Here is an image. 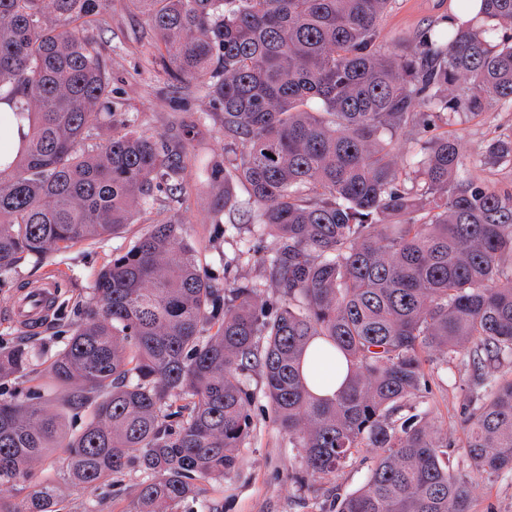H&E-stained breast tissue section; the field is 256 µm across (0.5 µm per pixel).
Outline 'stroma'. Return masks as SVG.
I'll list each match as a JSON object with an SVG mask.
<instances>
[{
  "mask_svg": "<svg viewBox=\"0 0 512 512\" xmlns=\"http://www.w3.org/2000/svg\"><path fill=\"white\" fill-rule=\"evenodd\" d=\"M451 12V0H398L383 22V42L397 49L418 30L441 24ZM104 19L95 37L112 73L116 120L129 121L137 130L159 137L184 140L189 176L183 191L157 203L143 222L129 225L102 243L80 244L54 256L52 266L63 271L65 281L57 310L41 331L16 327L8 317V303L16 283L36 284L47 267L33 259L24 261L13 282L0 286V345L30 344L38 368L50 362L67 341L68 326L89 301L97 271L113 254L125 251L146 222L169 216L182 221L188 240L199 249L204 268L217 284H224L229 274L247 281L257 279L260 273L258 256L242 252L247 233H226L218 221L224 187L207 180L205 167L210 159L223 156L224 129L216 116L198 124L199 113L210 109L208 98L201 92L179 88L158 73L143 52L150 31L141 13L125 7L122 0H114ZM510 129L512 109H502L478 117L461 116L448 131L475 156L488 139ZM426 370L430 392L422 404L433 422L447 432L456 469L471 474L476 484L471 512H512V477L474 474L468 466L461 428L462 407L468 395L467 367L457 360L444 370L432 362ZM246 385L254 394L250 406L253 430L238 450V466L224 480L199 482L197 497L190 504L192 512H330L335 495L353 492L362 485L374 457L368 448L355 453L336 474L310 477L305 484H297L294 475L304 467L301 452L289 447L287 434L268 408L260 373L250 372ZM144 479V473L133 465L94 491L63 486V499L68 512H84L88 506L95 507L96 512H130Z\"/></svg>",
  "mask_w": 512,
  "mask_h": 512,
  "instance_id": "obj_1",
  "label": "stroma"
}]
</instances>
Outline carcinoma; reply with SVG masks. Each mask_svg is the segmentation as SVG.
Instances as JSON below:
<instances>
[{
  "label": "carcinoma",
  "mask_w": 512,
  "mask_h": 512,
  "mask_svg": "<svg viewBox=\"0 0 512 512\" xmlns=\"http://www.w3.org/2000/svg\"><path fill=\"white\" fill-rule=\"evenodd\" d=\"M154 32V63L222 115L226 226L276 237L264 282L220 290L184 225L150 222L97 272L69 339L37 372L31 350L0 349V379L38 390L0 398V490L19 508L64 512L36 481L51 451L63 479L95 488L137 460L148 481L131 512H175L200 480L237 468L256 369L305 474L328 476L376 449L364 484L333 512H469L470 478L448 434L418 410L424 363L467 358L465 453L478 473H512V186L476 171L512 168V130L472 158L439 123L512 107V0H461L491 21L415 34L390 52L394 0H124ZM112 0H0V282L19 263L120 233L183 189L178 142L112 123V75L92 31ZM414 142L395 154L401 138ZM247 188L238 200L236 189ZM275 289L269 299L266 289ZM319 341L349 377L332 400L303 372ZM175 395L186 411L169 410ZM86 412L76 431L68 410Z\"/></svg>",
  "instance_id": "carcinoma-1"
}]
</instances>
